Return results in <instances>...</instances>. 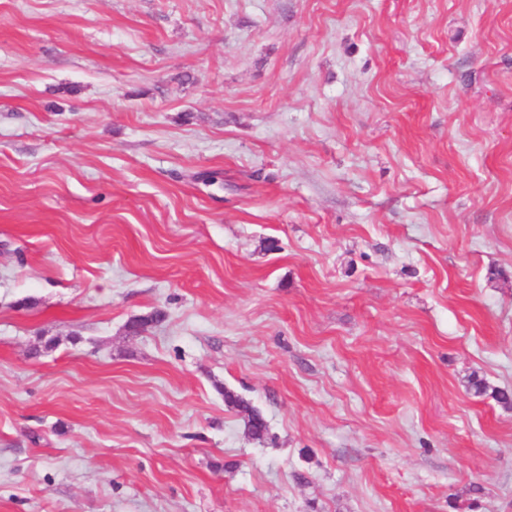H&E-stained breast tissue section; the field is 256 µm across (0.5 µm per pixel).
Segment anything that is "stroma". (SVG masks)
<instances>
[{
	"mask_svg": "<svg viewBox=\"0 0 512 512\" xmlns=\"http://www.w3.org/2000/svg\"><path fill=\"white\" fill-rule=\"evenodd\" d=\"M499 388L512 0H0V512H512ZM224 400L228 405L236 408L243 409L249 413V420L247 421L248 431L255 439H262L267 431V424L262 414L248 402L235 395L229 390H224Z\"/></svg>",
	"mask_w": 512,
	"mask_h": 512,
	"instance_id": "35a3bbf8",
	"label": "stroma"
}]
</instances>
